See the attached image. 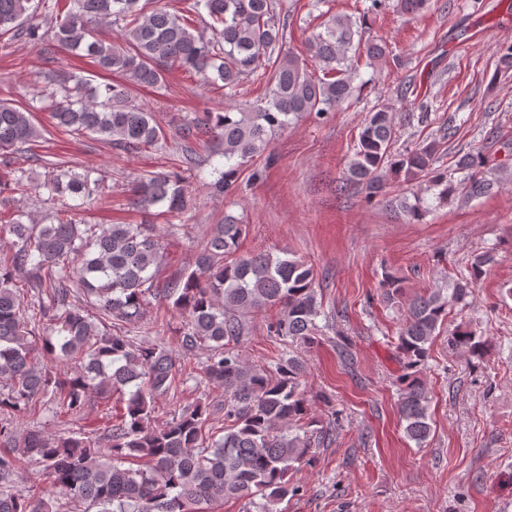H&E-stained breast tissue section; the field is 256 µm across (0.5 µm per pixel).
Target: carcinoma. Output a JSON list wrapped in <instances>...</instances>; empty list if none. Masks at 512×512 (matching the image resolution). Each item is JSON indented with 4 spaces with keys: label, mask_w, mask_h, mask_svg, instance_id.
<instances>
[{
    "label": "carcinoma",
    "mask_w": 512,
    "mask_h": 512,
    "mask_svg": "<svg viewBox=\"0 0 512 512\" xmlns=\"http://www.w3.org/2000/svg\"><path fill=\"white\" fill-rule=\"evenodd\" d=\"M94 23L121 27L123 42L93 36ZM46 37L126 77L106 86L102 97L90 79L50 71L42 106L55 127L95 136L123 152L156 151L167 143L153 114L134 104L130 86H161L174 65L225 88L251 77L265 81V101L208 112L181 128L186 161L198 145L218 139L224 170L211 183L218 194L231 190L240 167L266 149L273 133L305 114L322 116L349 102L361 90L355 84L360 62L370 65L389 55L385 42L364 38L361 26L334 15L306 41L319 70L311 72L286 47L277 0H185L181 8L167 0H0V51ZM395 134L385 104L359 127L346 177L367 196H386L391 178L427 182L438 205L460 194L472 199L493 191L480 152L459 156L456 169L467 171V180L457 183L434 168L438 142L395 154ZM39 143L47 139L32 110L0 101V225L15 237L9 252L0 254V413L47 410L56 419L75 417L95 394L106 405L108 446L87 436L20 432L1 418L0 512H193V504L226 497L251 503L260 495L278 502L296 494L289 472L311 461L315 435L330 437L333 431L290 430L304 419L317 424L301 391L304 367L298 359L279 360L272 373L246 362L238 344L246 334L245 317L273 307L278 314L268 325L270 335L285 343H314L320 308L313 267L294 255L239 252L247 225L227 217L199 244L195 268L159 288L163 254L145 225L77 219L93 204L103 179L93 184L87 175L53 164L41 189L57 207L51 223H32L20 207L31 186L15 159L27 152L41 160L33 150ZM132 204L144 211L158 204L181 211L187 205L185 178L178 171H149L138 179ZM390 205L412 222L431 210L418 195L412 202L392 198ZM493 262L489 252L475 255L469 274L449 284L452 296L436 288L404 310L398 412L406 437L419 447L432 432L423 367L433 338L446 330L448 299L470 296ZM380 288L386 304L401 303L400 278L387 274ZM80 289L95 298V313L73 304ZM157 296L187 313L178 343L185 356H204L200 380L224 388L219 440L205 436L209 413L199 404L151 426L155 397L176 386L179 368L164 343L138 342L130 326L141 322L149 298ZM42 330L50 335H40ZM40 340L49 362H72L73 372L34 362ZM448 347L479 356L485 342L458 325L448 331ZM22 462L37 464L46 486L15 489L13 476ZM58 491L65 502H58Z\"/></svg>",
    "instance_id": "cac0c4a2"
}]
</instances>
